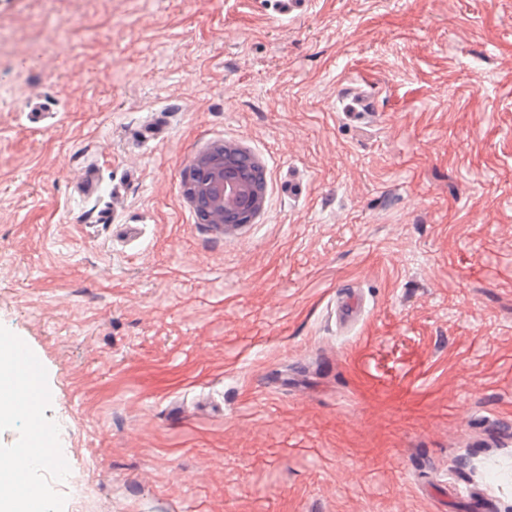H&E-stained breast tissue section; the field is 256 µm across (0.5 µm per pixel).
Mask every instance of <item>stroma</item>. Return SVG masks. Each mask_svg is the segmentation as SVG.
<instances>
[{
	"label": "stroma",
	"instance_id": "obj_1",
	"mask_svg": "<svg viewBox=\"0 0 512 512\" xmlns=\"http://www.w3.org/2000/svg\"><path fill=\"white\" fill-rule=\"evenodd\" d=\"M0 29V336L45 361L0 456L38 512H512V0H0ZM224 139L269 172L226 235L182 180ZM363 314V305L355 292L341 296L336 303L337 319L343 323L355 325Z\"/></svg>",
	"mask_w": 512,
	"mask_h": 512
}]
</instances>
